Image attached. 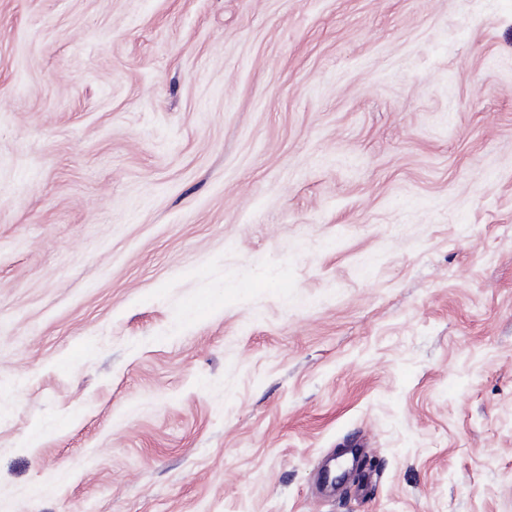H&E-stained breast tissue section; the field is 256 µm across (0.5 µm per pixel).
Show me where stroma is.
Returning <instances> with one entry per match:
<instances>
[{"label":"stroma","instance_id":"obj_1","mask_svg":"<svg viewBox=\"0 0 512 512\" xmlns=\"http://www.w3.org/2000/svg\"><path fill=\"white\" fill-rule=\"evenodd\" d=\"M0 512H512V0H0Z\"/></svg>","mask_w":512,"mask_h":512}]
</instances>
